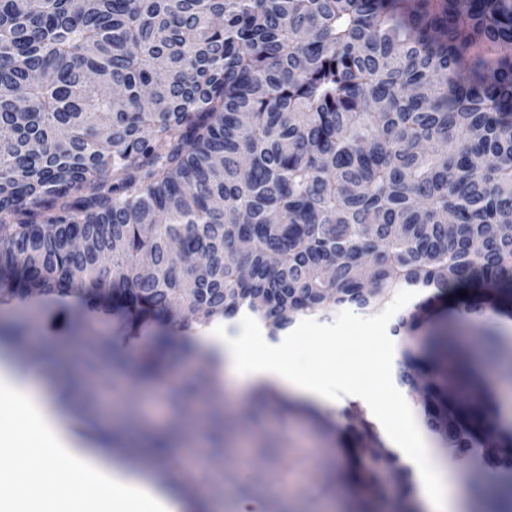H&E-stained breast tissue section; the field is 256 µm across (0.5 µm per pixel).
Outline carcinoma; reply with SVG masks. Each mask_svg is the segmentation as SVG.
Here are the masks:
<instances>
[{"instance_id":"carcinoma-1","label":"carcinoma","mask_w":512,"mask_h":512,"mask_svg":"<svg viewBox=\"0 0 512 512\" xmlns=\"http://www.w3.org/2000/svg\"><path fill=\"white\" fill-rule=\"evenodd\" d=\"M512 0H0V305H79L84 364L127 368L98 335L177 313L208 324L245 307L275 338L301 314L425 299L393 327L397 380L426 427L470 451L494 433L486 391L453 340L413 335L447 291L460 312L512 314ZM155 336L132 370L172 427L182 401L223 395L219 365L169 377ZM20 368L40 353L0 324ZM70 410L111 448L59 391ZM255 410L285 403L269 386ZM212 436L224 471V417ZM345 435L363 464L356 512L385 484L415 488L370 422ZM173 434L155 433L164 464Z\"/></svg>"}]
</instances>
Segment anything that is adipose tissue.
<instances>
[{
    "mask_svg": "<svg viewBox=\"0 0 512 512\" xmlns=\"http://www.w3.org/2000/svg\"><path fill=\"white\" fill-rule=\"evenodd\" d=\"M335 333V328L306 316L273 340L264 324L243 308L203 327L196 340L246 382L270 384L332 408L338 400L335 374L298 369L284 356L302 338ZM0 393L11 397L17 408L13 428L0 427V446H27L33 454L28 467L0 471V512H180L176 499L82 448L60 424L50 394L33 390L4 367ZM384 433L416 469L426 512H458V500L441 482L431 439L416 413L401 409L398 423L385 425ZM62 457L70 467L66 477L57 468ZM49 485L58 486V493L45 494Z\"/></svg>",
    "mask_w": 512,
    "mask_h": 512,
    "instance_id": "1",
    "label": "adipose tissue"
}]
</instances>
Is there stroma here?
I'll use <instances>...</instances> for the list:
<instances>
[{"label": "stroma", "mask_w": 512, "mask_h": 512, "mask_svg": "<svg viewBox=\"0 0 512 512\" xmlns=\"http://www.w3.org/2000/svg\"><path fill=\"white\" fill-rule=\"evenodd\" d=\"M415 302L410 289L399 288L372 309L336 311L328 323L338 328L337 338L302 342L295 354L297 363L332 369L350 384L365 388L366 397L342 396L339 407L360 412L371 422H378L379 417L370 397L386 389L393 391L403 405L418 408L417 394L408 392L396 379L393 362L397 353H385L381 340L369 332L371 326L380 323L393 327ZM5 319L16 323L28 341L45 350L49 359L48 365L23 370L22 378L48 393L55 386L69 385L76 400L92 402L99 413L101 431L116 434L122 443L118 452L99 448L93 440L87 441V448L99 451L112 464L130 466L136 473L152 476L147 437L151 430L170 426L167 407L154 385L112 374L105 365L98 374L87 373L75 354L68 315L47 317L13 310ZM442 332L455 337L467 363L493 391L498 411L512 410V319L490 316L475 322L459 316L455 309H444L425 330L429 336ZM384 355L389 356L391 364L381 371L375 363ZM251 390V385L236 376L225 375L222 406L228 431L224 461L238 464L242 478L255 490L245 498L236 486L225 485L222 496L207 497L208 512H238L245 499L257 512H270L275 499L287 505L288 512H301L307 506L313 512H352V489L344 473L354 448L317 431L297 410L283 413L267 408L260 417V427H253L246 420V398ZM206 434L203 426L180 432L172 457L175 468L196 473L203 489L214 480L205 462L210 454ZM434 448L444 480L462 503L475 501L478 488L494 491L496 484L490 471L442 442H435Z\"/></svg>", "instance_id": "1"}]
</instances>
